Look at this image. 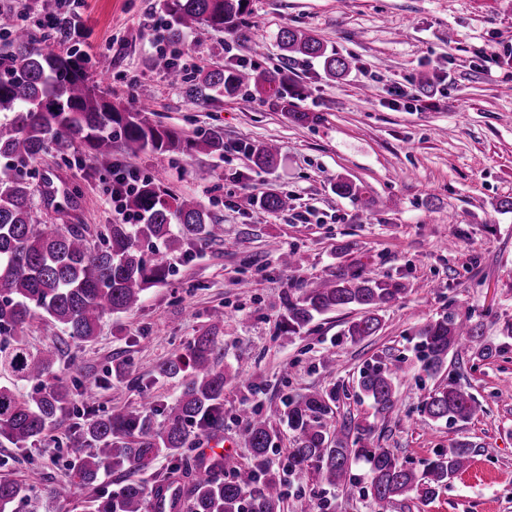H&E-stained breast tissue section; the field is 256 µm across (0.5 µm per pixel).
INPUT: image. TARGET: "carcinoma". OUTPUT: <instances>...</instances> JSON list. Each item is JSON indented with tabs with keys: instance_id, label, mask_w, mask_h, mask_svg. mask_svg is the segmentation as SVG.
<instances>
[{
	"instance_id": "obj_1",
	"label": "carcinoma",
	"mask_w": 512,
	"mask_h": 512,
	"mask_svg": "<svg viewBox=\"0 0 512 512\" xmlns=\"http://www.w3.org/2000/svg\"><path fill=\"white\" fill-rule=\"evenodd\" d=\"M249 0H164L169 17L167 39L178 44L204 30L226 31L250 40L238 20ZM45 29L18 23L9 13H0V376L32 384L29 395L9 385H0V446L25 450L47 434L69 412L80 395L83 424L77 439L66 448L78 484L94 494L96 512H281L280 481L262 477L261 468L277 437L276 423H285L294 433L289 450L291 475L300 477L315 469L317 478L332 487L353 483V462L369 464L367 494L382 510L400 497L413 493L422 501L439 496L448 483L463 472L472 456V445L456 442L436 455L423 472L401 463L390 448L381 445L373 426L332 428L327 421L336 388L310 391L290 398L284 409L244 416V441L253 464L234 470L224 478V459L206 472L191 474L181 483L174 478L179 468L189 469L186 447L188 426L207 429L224 418V386L239 371L219 368L223 348L212 333L195 337L184 354L174 355L157 368L165 377H183L182 391L170 404L156 409L161 416L120 410L100 412L96 393L78 390L69 375L56 372V353L32 351L23 336L35 320H49L63 327L81 343H91L99 323L116 313H129L140 305L145 292L163 282L170 267L151 259L142 242L159 241L172 253L183 243L205 242L221 236V225L196 197L173 196L165 187L166 175L139 181L125 200L137 224H106L99 231L100 247L92 248L82 224H46L33 203L34 173L30 165L54 143L64 163L112 158L121 146L131 155L141 152L181 154L189 149L205 153L224 150V133L211 129L193 139L157 124L149 109H132L104 96L91 81L95 73L112 69V58L101 53L93 58L75 46L74 21L45 0ZM285 57L296 55L319 59L325 73L340 78L351 62L337 55L320 39L285 27L278 33ZM155 67L172 83L186 85L192 99L211 102L233 98L247 87L265 90L288 108L285 77L249 69L214 66L192 75L178 68L166 53L154 59ZM83 146L80 155H70L73 144ZM277 146L262 143L248 148L249 159L259 168L273 165ZM262 208L283 212L291 198L276 190L259 197ZM406 285L374 275L339 272L306 289L288 304L286 325L296 333L315 316L358 307L363 314L351 321L344 335L361 342L378 334L379 312L399 300ZM484 323L471 315H443L424 323L416 332L422 370L438 375L448 354L470 345L474 357L492 356L493 345L484 342ZM403 372L400 361L372 365L360 374V392L371 402L374 416L386 419L398 405L395 381ZM421 412L433 422L471 420L478 412L474 396L450 378L428 392ZM160 455L176 466L158 481L165 488H151L130 475L147 468ZM110 471L124 477L115 493L101 494L98 481ZM32 488L7 477L0 478V512L14 503L31 499Z\"/></svg>"
}]
</instances>
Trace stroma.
<instances>
[{
	"label": "stroma",
	"mask_w": 512,
	"mask_h": 512,
	"mask_svg": "<svg viewBox=\"0 0 512 512\" xmlns=\"http://www.w3.org/2000/svg\"><path fill=\"white\" fill-rule=\"evenodd\" d=\"M85 36L81 50L109 54L112 71L94 76L97 89L125 106L148 104L153 120L194 137L224 132L223 153L127 154L65 165L55 149L34 162L39 176L78 188L75 206L48 210L56 224H83L96 240L103 224L122 220L112 204L115 170L167 174L172 195H193L222 225L221 237L169 252L154 243L149 255L166 259V280L149 288L132 312L105 319L95 341L78 342L50 322H36L26 341L50 349L60 369L79 360V387L97 392V407L140 410L146 397L168 403L180 379L159 376L158 365L202 331L224 344V362L241 368L224 389V421L193 431L187 452L205 467L206 450L222 439L235 466L252 457L243 441L242 415L281 406L312 390L336 388L334 424L375 425L381 443L400 462L424 469L436 452L459 441L474 444L466 471L433 501L409 496L392 512H512V0H250L241 18L251 39L206 31L172 45L159 0H77ZM315 35L351 61L346 76H326L319 60L284 61L282 28ZM187 71L242 64L288 74L287 101L241 93L202 103L186 96L153 66L159 52ZM307 113L304 124L292 121ZM274 142L276 164L254 167L249 146ZM208 168L211 182L193 172ZM360 188L359 198L337 196V178ZM274 189L293 207L272 213L257 199ZM294 251L296 267L282 266L279 251ZM345 271L405 283L407 292L382 313L378 335L353 343L343 332L360 314L350 307L288 333V303L312 284ZM223 310L215 320V310ZM470 314L485 324L496 347L488 359L471 350L449 354L446 374L477 400L469 422H432L421 401L440 382L426 375L415 333L446 314ZM332 353L335 371L321 367ZM399 359L398 407L374 418L359 391L366 367ZM78 436L69 415L31 453L7 446L14 479L33 487L39 510L91 512V496L71 477L66 448ZM293 433L280 425L268 470L285 483L284 512H374L364 495L368 466L356 461L354 486L333 489L287 472Z\"/></svg>",
	"instance_id": "obj_1"
}]
</instances>
